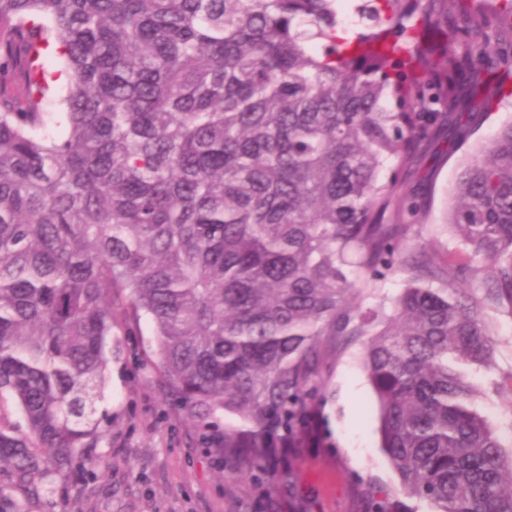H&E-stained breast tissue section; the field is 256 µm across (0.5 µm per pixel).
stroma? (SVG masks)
I'll use <instances>...</instances> for the list:
<instances>
[{
  "mask_svg": "<svg viewBox=\"0 0 512 512\" xmlns=\"http://www.w3.org/2000/svg\"><path fill=\"white\" fill-rule=\"evenodd\" d=\"M457 174L456 158L429 155L407 176L409 187L431 203L430 235L448 207ZM121 322L112 338V361L104 407L112 426L97 452L107 470L74 472L51 494L28 497L25 512H364L357 477L394 486L398 478L379 441L374 417L364 410L372 389L350 344L326 374L328 402L310 426L302 447L288 451L299 476L297 494L259 500L252 481L227 476L222 459L206 452L198 434L162 384L152 351L151 330H134L122 299L113 304ZM494 364L474 371L478 411L512 442V397L494 386L512 372V316L493 318Z\"/></svg>",
  "mask_w": 512,
  "mask_h": 512,
  "instance_id": "35a3bbf8",
  "label": "stroma"
}]
</instances>
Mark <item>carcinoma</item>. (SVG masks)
Wrapping results in <instances>:
<instances>
[{"label": "carcinoma", "instance_id": "obj_1", "mask_svg": "<svg viewBox=\"0 0 512 512\" xmlns=\"http://www.w3.org/2000/svg\"><path fill=\"white\" fill-rule=\"evenodd\" d=\"M339 13L0 0V404L26 424L0 425L13 486L107 468L118 294L208 449L263 494L295 486L285 454L357 336L399 477L360 479L367 512H512V448L466 371L492 360L489 312L512 315V121L458 164L441 228L464 249L422 240L429 203L405 183L441 128L450 153L473 135L476 75L486 108L512 97V0H361L351 39Z\"/></svg>", "mask_w": 512, "mask_h": 512}]
</instances>
